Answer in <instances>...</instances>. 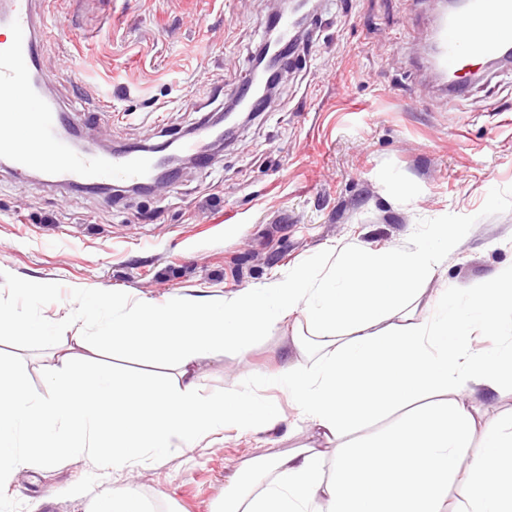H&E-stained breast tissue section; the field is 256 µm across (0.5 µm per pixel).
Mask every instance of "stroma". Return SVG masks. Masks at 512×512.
<instances>
[{
  "label": "stroma",
  "instance_id": "stroma-1",
  "mask_svg": "<svg viewBox=\"0 0 512 512\" xmlns=\"http://www.w3.org/2000/svg\"><path fill=\"white\" fill-rule=\"evenodd\" d=\"M275 0H50L41 52L60 104L94 114L84 127L106 147L184 138L249 75ZM429 0H320L267 106L201 168L137 196L96 194L0 169V303L52 318L90 295L125 292L162 303L198 290L223 297L288 274L322 270L340 250L402 247L447 225L455 245L403 314L443 288L484 287L512 265V67L480 70L456 98L430 68ZM53 295L29 297L30 282ZM87 317L55 343L0 327V356L48 394V371L100 359L141 380L130 352L75 345ZM288 322L198 367L202 397H218L302 361ZM482 422L512 418V385L461 393ZM274 429L226 431L200 447L112 470L89 450L30 458L0 474V512H97L133 485L148 512H218L228 479L271 453L308 445L336 456L285 406Z\"/></svg>",
  "mask_w": 512,
  "mask_h": 512
}]
</instances>
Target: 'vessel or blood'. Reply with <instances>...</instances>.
I'll return each instance as SVG.
<instances>
[{
	"mask_svg": "<svg viewBox=\"0 0 512 512\" xmlns=\"http://www.w3.org/2000/svg\"><path fill=\"white\" fill-rule=\"evenodd\" d=\"M44 0H0V157L17 175L39 171L47 182L106 185L147 179L161 153L117 150L91 154L60 136L70 116L42 78L39 47L48 39ZM436 66L454 77L449 95L464 89L460 78L471 63L512 50V0H467L436 34Z\"/></svg>",
	"mask_w": 512,
	"mask_h": 512,
	"instance_id": "b4317fda",
	"label": "vessel or blood"
}]
</instances>
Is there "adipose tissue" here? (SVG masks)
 <instances>
[{"instance_id": "obj_1", "label": "adipose tissue", "mask_w": 512, "mask_h": 512, "mask_svg": "<svg viewBox=\"0 0 512 512\" xmlns=\"http://www.w3.org/2000/svg\"><path fill=\"white\" fill-rule=\"evenodd\" d=\"M449 245L443 225L406 247L346 254L321 276L299 267L222 298L184 295L157 305L119 293L88 297L81 310L94 322V343L171 360L172 370L132 387L102 366L74 375L64 356L50 369L51 392L41 395L0 357V471L31 456L52 459L62 448H90L113 467H135L227 429H271L284 418L285 397L338 441L332 471L309 449L279 456L262 483L234 479L224 512H512V481L499 470L512 461V425L477 427L456 399L512 384V346L478 354L466 348L478 327L512 335V266L466 303L445 291L434 313L381 327L416 298ZM295 315L312 328L320 355L314 365L268 377L279 397L249 387L198 397L194 372L201 361L227 348L247 357L255 337ZM426 394L455 400L400 420L378 440L347 442L369 420ZM476 436L485 452L470 459L465 450ZM454 485L465 502L450 501Z\"/></svg>"}]
</instances>
